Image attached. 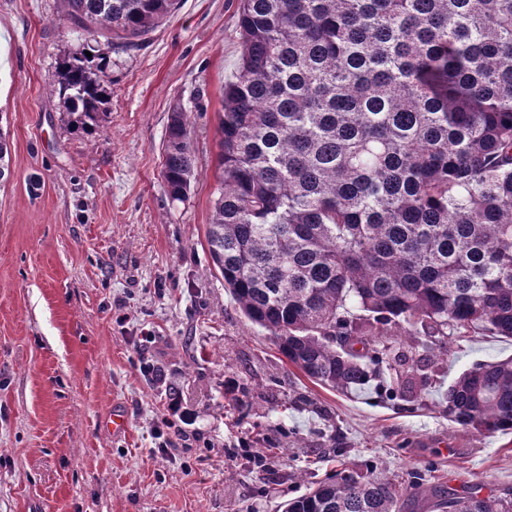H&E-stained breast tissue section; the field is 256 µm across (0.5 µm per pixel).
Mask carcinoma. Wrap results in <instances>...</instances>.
<instances>
[{"instance_id":"1","label":"carcinoma","mask_w":512,"mask_h":512,"mask_svg":"<svg viewBox=\"0 0 512 512\" xmlns=\"http://www.w3.org/2000/svg\"><path fill=\"white\" fill-rule=\"evenodd\" d=\"M92 56L58 61L75 130L100 128L112 47L138 45L176 0H62ZM243 52L224 84L220 185L206 238L224 288L312 382L348 393L451 335L512 338V0H240ZM104 38L100 42L96 37ZM186 112L173 109L162 184L191 188ZM448 421L512 430V358L448 386ZM512 512L462 494L336 470L283 512Z\"/></svg>"}]
</instances>
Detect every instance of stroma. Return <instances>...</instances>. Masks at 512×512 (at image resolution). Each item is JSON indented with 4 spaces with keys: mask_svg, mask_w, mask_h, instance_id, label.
I'll return each instance as SVG.
<instances>
[{
    "mask_svg": "<svg viewBox=\"0 0 512 512\" xmlns=\"http://www.w3.org/2000/svg\"><path fill=\"white\" fill-rule=\"evenodd\" d=\"M238 13L239 0H180L139 47L113 50L107 113L86 134L56 91L81 31L60 0H0V512H278L331 473L335 445L450 492L512 490V430H467L439 406L463 370L511 356V338L449 337L414 402L344 396L288 364L225 290L206 231ZM178 105L195 178L173 202L162 146ZM175 414L170 455L154 427Z\"/></svg>",
    "mask_w": 512,
    "mask_h": 512,
    "instance_id": "stroma-1",
    "label": "stroma"
}]
</instances>
